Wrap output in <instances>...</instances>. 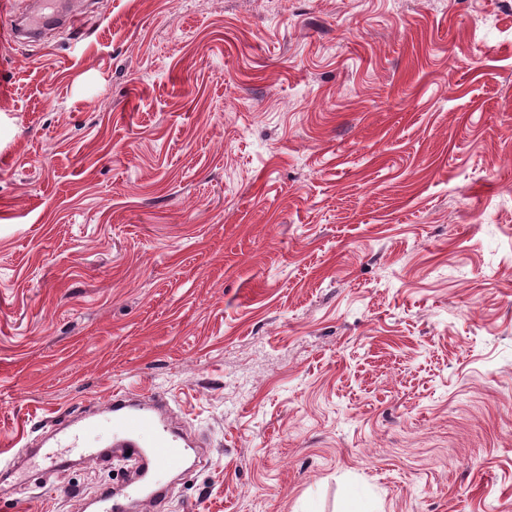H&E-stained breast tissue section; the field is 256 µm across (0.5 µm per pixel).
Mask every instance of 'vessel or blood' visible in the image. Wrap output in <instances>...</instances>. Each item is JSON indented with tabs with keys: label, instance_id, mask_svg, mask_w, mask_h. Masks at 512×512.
<instances>
[{
	"label": "vessel or blood",
	"instance_id": "1",
	"mask_svg": "<svg viewBox=\"0 0 512 512\" xmlns=\"http://www.w3.org/2000/svg\"><path fill=\"white\" fill-rule=\"evenodd\" d=\"M84 0H33L27 14H17L14 0H0V49L37 37L49 23L78 30ZM165 398L114 393L102 410L112 423V445L139 464L143 482L129 493L145 512H163L167 500L161 477L178 465L190 445L165 419Z\"/></svg>",
	"mask_w": 512,
	"mask_h": 512
}]
</instances>
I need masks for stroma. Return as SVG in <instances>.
<instances>
[{
    "instance_id": "stroma-1",
    "label": "stroma",
    "mask_w": 512,
    "mask_h": 512,
    "mask_svg": "<svg viewBox=\"0 0 512 512\" xmlns=\"http://www.w3.org/2000/svg\"><path fill=\"white\" fill-rule=\"evenodd\" d=\"M0 56V512L116 392L165 512H512V0H112ZM165 398L158 394L151 398L129 393H113L105 408L94 414V419L85 423L78 431L67 434L69 448L80 451V459L101 461L104 455L86 448L83 438L87 430L105 416L112 422V447L134 458L142 470L143 484L133 487L128 498L144 510L163 512L167 500L161 476L178 465L192 446L184 437L172 430L165 415Z\"/></svg>"
}]
</instances>
